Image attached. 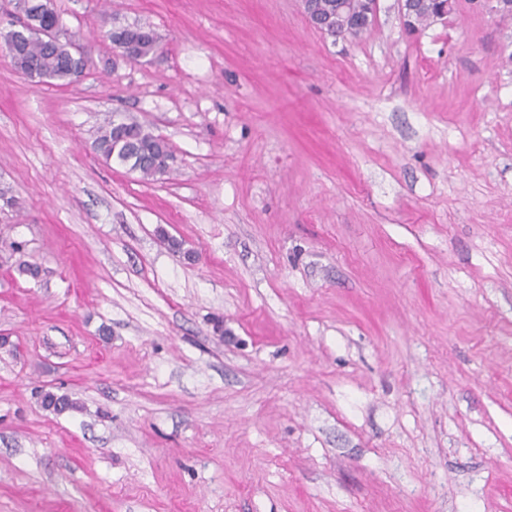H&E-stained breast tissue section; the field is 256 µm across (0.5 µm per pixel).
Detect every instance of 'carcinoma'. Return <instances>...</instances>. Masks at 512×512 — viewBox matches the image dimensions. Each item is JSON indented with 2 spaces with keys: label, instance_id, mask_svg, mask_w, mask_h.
<instances>
[{
  "label": "carcinoma",
  "instance_id": "obj_1",
  "mask_svg": "<svg viewBox=\"0 0 512 512\" xmlns=\"http://www.w3.org/2000/svg\"><path fill=\"white\" fill-rule=\"evenodd\" d=\"M338 2L347 4L353 17L363 16L366 10L365 0H314L316 18L312 25L332 37L344 31L336 16ZM443 6L444 0H415L416 26L420 28L436 20ZM59 32L61 39L52 44L42 41L38 34L30 35L20 53L11 58L15 68L29 79L36 78L38 84L71 81L69 53L72 40L67 30L61 28ZM109 37L114 43L123 42L130 46L132 58L146 57L157 49L156 34L146 26L119 28L110 32ZM95 147L105 160L127 165L145 180L164 176L170 170L169 144L136 122L107 119L97 130ZM41 400L46 408L58 413L74 406L68 396L50 391L43 393Z\"/></svg>",
  "mask_w": 512,
  "mask_h": 512
}]
</instances>
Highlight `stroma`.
<instances>
[{"label":"stroma","instance_id":"obj_1","mask_svg":"<svg viewBox=\"0 0 512 512\" xmlns=\"http://www.w3.org/2000/svg\"><path fill=\"white\" fill-rule=\"evenodd\" d=\"M55 6L79 80L0 52V512H512V17ZM316 18L313 17L314 22L312 25L320 32L330 35L332 37H344L347 33L336 35L346 29L339 23L336 16V3L342 2L347 4L348 12L351 16L356 18H346V23L350 29L355 33L362 29L363 20L357 17L364 15L366 10L365 0H314ZM379 0H367V11L365 12L366 20H369V15H376L379 8ZM113 43L124 42L131 46L130 57L142 58L157 49V37L155 32L146 26H128L112 30L109 34ZM95 147L106 161L127 165L144 180H154L170 170L169 144L136 122L108 118L97 130Z\"/></svg>","mask_w":512,"mask_h":512}]
</instances>
